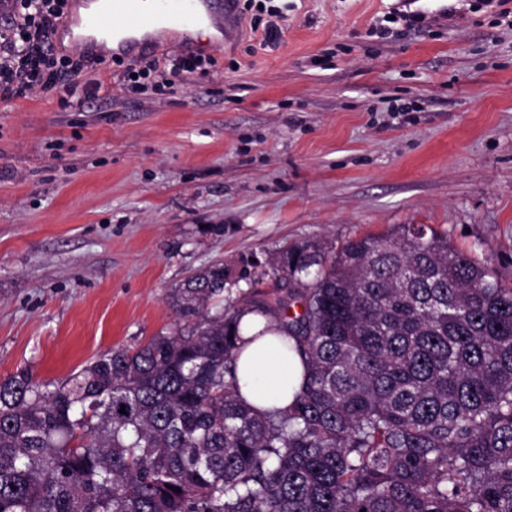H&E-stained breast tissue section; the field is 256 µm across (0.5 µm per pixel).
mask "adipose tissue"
Instances as JSON below:
<instances>
[{
	"label": "adipose tissue",
	"instance_id": "obj_1",
	"mask_svg": "<svg viewBox=\"0 0 512 512\" xmlns=\"http://www.w3.org/2000/svg\"><path fill=\"white\" fill-rule=\"evenodd\" d=\"M253 320L250 314L242 320L245 343L236 361L240 395L259 409L287 407L301 387L305 364L292 350V341L286 336L272 334L253 339L250 329Z\"/></svg>",
	"mask_w": 512,
	"mask_h": 512
}]
</instances>
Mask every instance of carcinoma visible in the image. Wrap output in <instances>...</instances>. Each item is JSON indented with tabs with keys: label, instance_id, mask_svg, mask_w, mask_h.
Masks as SVG:
<instances>
[{
	"label": "carcinoma",
	"instance_id": "cac0c4a2",
	"mask_svg": "<svg viewBox=\"0 0 512 512\" xmlns=\"http://www.w3.org/2000/svg\"><path fill=\"white\" fill-rule=\"evenodd\" d=\"M265 277L226 305L213 263L171 289V331L0 378V512H512V288L426 224ZM247 314L305 360L286 409L239 395Z\"/></svg>",
	"mask_w": 512,
	"mask_h": 512
}]
</instances>
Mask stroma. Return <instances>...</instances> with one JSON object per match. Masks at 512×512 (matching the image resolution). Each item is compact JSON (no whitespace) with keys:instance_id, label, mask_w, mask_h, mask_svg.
<instances>
[{"instance_id":"stroma-1","label":"stroma","mask_w":512,"mask_h":512,"mask_svg":"<svg viewBox=\"0 0 512 512\" xmlns=\"http://www.w3.org/2000/svg\"><path fill=\"white\" fill-rule=\"evenodd\" d=\"M208 72L126 93L97 57L72 95L0 100V378L57 380L174 328L167 296L223 261L268 291L284 247L426 224L512 287V27L479 0H273ZM422 30L371 23L402 5Z\"/></svg>"}]
</instances>
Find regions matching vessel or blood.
Masks as SVG:
<instances>
[{"instance_id": "vessel-or-blood-1", "label": "vessel or blood", "mask_w": 512, "mask_h": 512, "mask_svg": "<svg viewBox=\"0 0 512 512\" xmlns=\"http://www.w3.org/2000/svg\"><path fill=\"white\" fill-rule=\"evenodd\" d=\"M85 19L88 30L112 40V55L130 59L135 48L150 40L176 35L188 38L192 29L205 26L214 38L192 43L196 52L220 49L234 33L235 0H92Z\"/></svg>"}]
</instances>
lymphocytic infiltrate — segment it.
I'll use <instances>...</instances> for the list:
<instances>
[{
  "label": "lymphocytic infiltrate",
  "instance_id": "obj_1",
  "mask_svg": "<svg viewBox=\"0 0 512 512\" xmlns=\"http://www.w3.org/2000/svg\"><path fill=\"white\" fill-rule=\"evenodd\" d=\"M13 24L0 32V99H15L36 92L71 89L87 72V55L58 54L54 35L68 8V0H18ZM209 56L190 55L173 59L131 61L119 79L128 92L142 90L151 80L157 90L174 89L176 78L212 64Z\"/></svg>",
  "mask_w": 512,
  "mask_h": 512
}]
</instances>
